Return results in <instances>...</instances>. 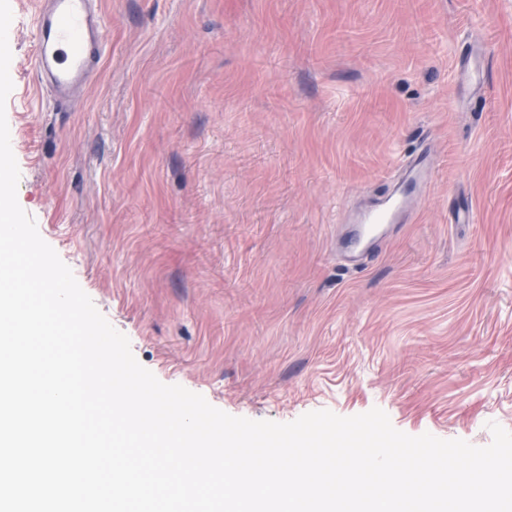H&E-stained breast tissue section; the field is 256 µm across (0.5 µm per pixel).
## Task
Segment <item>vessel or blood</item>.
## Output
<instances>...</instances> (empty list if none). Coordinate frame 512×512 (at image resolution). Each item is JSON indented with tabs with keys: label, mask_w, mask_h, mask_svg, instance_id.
Wrapping results in <instances>:
<instances>
[{
	"label": "vessel or blood",
	"mask_w": 512,
	"mask_h": 512,
	"mask_svg": "<svg viewBox=\"0 0 512 512\" xmlns=\"http://www.w3.org/2000/svg\"><path fill=\"white\" fill-rule=\"evenodd\" d=\"M34 53L31 65L42 94L57 108L75 103L86 91L105 55L104 15L98 0H33ZM483 46L468 38L453 70L457 84L477 89L482 85ZM436 165L431 140L403 161L393 191L350 216V229L336 249L337 261L369 258L371 246L387 227L406 221L428 192Z\"/></svg>",
	"instance_id": "b4317fda"
}]
</instances>
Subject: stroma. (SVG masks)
<instances>
[{
  "label": "stroma",
  "instance_id": "stroma-1",
  "mask_svg": "<svg viewBox=\"0 0 512 512\" xmlns=\"http://www.w3.org/2000/svg\"><path fill=\"white\" fill-rule=\"evenodd\" d=\"M9 2L18 203L159 381L256 421L512 432V0H101L108 52L63 112ZM468 31L479 92L452 76ZM426 137L420 210L337 264L339 216Z\"/></svg>",
  "mask_w": 512,
  "mask_h": 512
}]
</instances>
